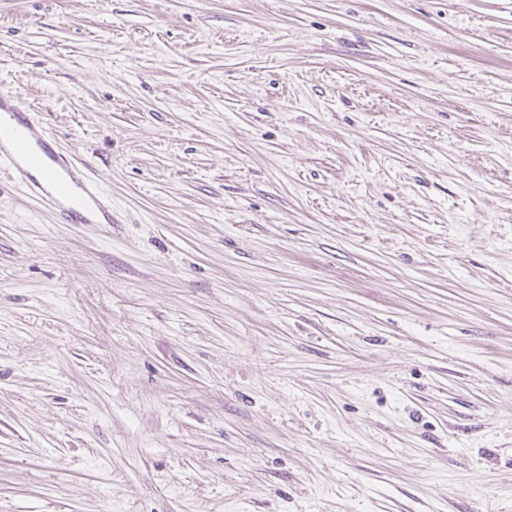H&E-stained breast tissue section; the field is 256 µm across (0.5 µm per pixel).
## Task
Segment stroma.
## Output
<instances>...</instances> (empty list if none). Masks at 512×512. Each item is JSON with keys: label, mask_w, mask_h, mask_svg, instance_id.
<instances>
[{"label": "stroma", "mask_w": 512, "mask_h": 512, "mask_svg": "<svg viewBox=\"0 0 512 512\" xmlns=\"http://www.w3.org/2000/svg\"><path fill=\"white\" fill-rule=\"evenodd\" d=\"M0 512H512V0H0ZM8 114L17 123L13 150H5L0 139V160L5 158L14 169L17 182L26 188L28 194L40 199L50 207L59 206V199L75 191L81 199L78 206L66 208V222L63 224H115L112 206L102 195L99 186L88 175L86 168L74 162L73 158L56 148L50 135L21 99L13 92L0 89V118ZM31 140L44 154V158L31 147ZM18 154L26 162L18 160ZM46 158V159H45ZM47 160V161H46ZM40 167L45 172L42 182L39 174L31 169ZM39 180V181H38ZM47 184V186H45ZM102 217L105 222L100 221Z\"/></svg>", "instance_id": "35a3bbf8"}]
</instances>
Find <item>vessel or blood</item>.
<instances>
[{
  "label": "vessel or blood",
  "instance_id": "1",
  "mask_svg": "<svg viewBox=\"0 0 512 512\" xmlns=\"http://www.w3.org/2000/svg\"><path fill=\"white\" fill-rule=\"evenodd\" d=\"M4 114L10 115L17 127L12 150H5L0 145V159L9 161L18 183L26 188L28 194L55 207L60 198L74 192L79 195L81 203L66 208L68 223L112 222V206L85 167L53 145L45 127L33 117L15 93L0 89V116ZM35 167L44 170V180L33 177L31 170Z\"/></svg>",
  "mask_w": 512,
  "mask_h": 512
}]
</instances>
